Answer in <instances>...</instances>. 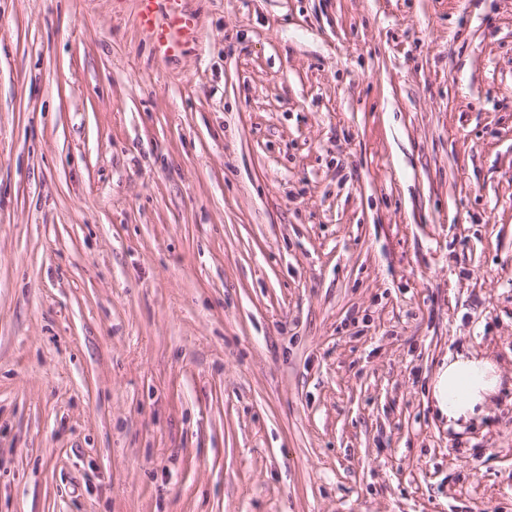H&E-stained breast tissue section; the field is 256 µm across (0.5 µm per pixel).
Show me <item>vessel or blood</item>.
<instances>
[{
  "mask_svg": "<svg viewBox=\"0 0 512 512\" xmlns=\"http://www.w3.org/2000/svg\"><path fill=\"white\" fill-rule=\"evenodd\" d=\"M140 22L151 31L157 49L168 56L193 41L198 22L185 8V0H139Z\"/></svg>",
  "mask_w": 512,
  "mask_h": 512,
  "instance_id": "obj_1",
  "label": "vessel or blood"
}]
</instances>
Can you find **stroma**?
<instances>
[{
	"label": "stroma",
	"mask_w": 512,
	"mask_h": 512,
	"mask_svg": "<svg viewBox=\"0 0 512 512\" xmlns=\"http://www.w3.org/2000/svg\"><path fill=\"white\" fill-rule=\"evenodd\" d=\"M187 6L0 0V512H512V0ZM140 22L151 31L157 49L175 55L193 41L198 22L185 9V0H139ZM500 383L498 365L492 358L465 350L442 362L434 376L433 398L448 426L461 430L463 424L486 415Z\"/></svg>",
	"instance_id": "35a3bbf8"
}]
</instances>
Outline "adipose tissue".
I'll return each mask as SVG.
<instances>
[{
    "label": "adipose tissue",
    "mask_w": 512,
    "mask_h": 512,
    "mask_svg": "<svg viewBox=\"0 0 512 512\" xmlns=\"http://www.w3.org/2000/svg\"><path fill=\"white\" fill-rule=\"evenodd\" d=\"M501 383L497 363L490 357L465 350L448 356L438 368L433 398L449 427L479 421Z\"/></svg>",
    "instance_id": "adipose-tissue-1"
}]
</instances>
